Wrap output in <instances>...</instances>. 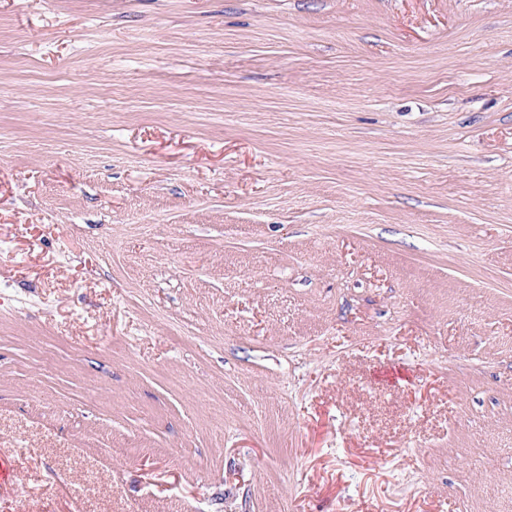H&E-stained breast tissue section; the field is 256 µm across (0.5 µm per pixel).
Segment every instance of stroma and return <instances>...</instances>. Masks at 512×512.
<instances>
[{"instance_id": "1", "label": "stroma", "mask_w": 512, "mask_h": 512, "mask_svg": "<svg viewBox=\"0 0 512 512\" xmlns=\"http://www.w3.org/2000/svg\"><path fill=\"white\" fill-rule=\"evenodd\" d=\"M0 512H512V0H0Z\"/></svg>"}]
</instances>
